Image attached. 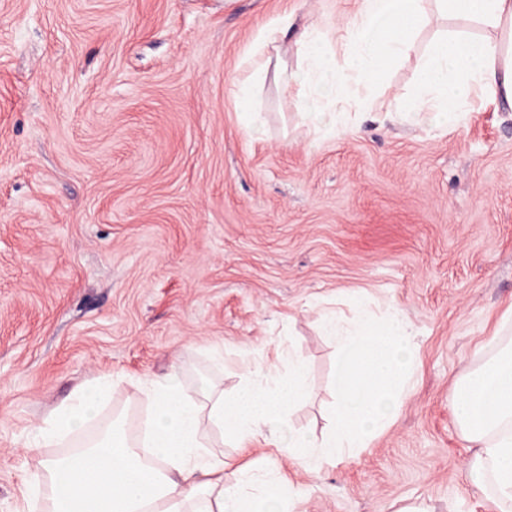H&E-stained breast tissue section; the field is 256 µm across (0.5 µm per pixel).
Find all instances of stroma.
Returning a JSON list of instances; mask_svg holds the SVG:
<instances>
[{
	"mask_svg": "<svg viewBox=\"0 0 512 512\" xmlns=\"http://www.w3.org/2000/svg\"><path fill=\"white\" fill-rule=\"evenodd\" d=\"M357 0H0V512L67 445L31 448L81 385L114 384L102 420L135 421L137 380L179 366L233 393L244 361L303 356L335 402L326 311L395 303L416 363L393 425L310 474L304 512H492L467 481L451 397L512 307V107L473 98L459 125L401 122L416 60L386 67L370 107L317 139L283 93L306 26L341 29ZM295 22L254 91L264 141L240 128L234 82L258 33Z\"/></svg>",
	"mask_w": 512,
	"mask_h": 512,
	"instance_id": "obj_1",
	"label": "stroma"
}]
</instances>
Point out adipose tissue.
Returning a JSON list of instances; mask_svg holds the SVG:
<instances>
[{
	"label": "adipose tissue",
	"instance_id": "adipose-tissue-1",
	"mask_svg": "<svg viewBox=\"0 0 512 512\" xmlns=\"http://www.w3.org/2000/svg\"><path fill=\"white\" fill-rule=\"evenodd\" d=\"M437 2L443 15L474 18L512 38V0ZM426 22L425 0H358L339 38L305 28L298 40L302 65L291 78L303 122L325 134L344 129L352 113L366 107V91L385 65L412 50L413 36ZM293 23L285 13L260 32L236 82L239 122L257 141L266 129L252 93L270 51L280 50ZM488 91L512 105V49L450 32L421 57L416 89L398 104L397 115L411 122L423 114L430 127L442 129L460 123L469 101ZM324 331L336 346V405L322 436L291 420L293 404L314 393L299 357L289 356L284 371L252 364L230 397L205 380L188 393L173 368L140 381L148 413L139 433L125 419L110 420L70 453L44 459L31 487H42L46 512H296L305 489L266 460L229 468L214 450L216 440L236 448L263 444L318 473L324 464L369 447L393 424L414 368L411 327L396 307L378 314L363 304L351 320L332 313ZM109 396L103 379L79 388L50 421L31 428L34 447L84 430ZM451 404L473 450L467 463L471 487L494 512H512V336L496 331L474 350Z\"/></svg>",
	"mask_w": 512,
	"mask_h": 512
}]
</instances>
